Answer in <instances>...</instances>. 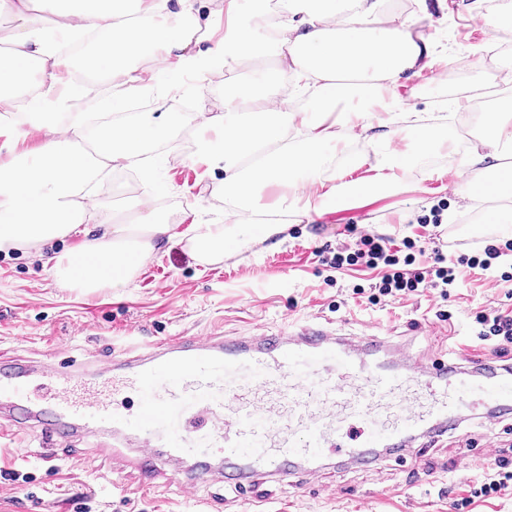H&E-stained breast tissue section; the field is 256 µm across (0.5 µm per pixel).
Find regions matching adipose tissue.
Masks as SVG:
<instances>
[{"label": "adipose tissue", "mask_w": 512, "mask_h": 512, "mask_svg": "<svg viewBox=\"0 0 512 512\" xmlns=\"http://www.w3.org/2000/svg\"><path fill=\"white\" fill-rule=\"evenodd\" d=\"M206 0H0V12L19 25L9 49L0 50V105L22 112L23 124L0 121V249L40 248L54 239L73 238L68 253L42 254L41 260L74 288H122L141 266L177 236L188 238L200 261L222 256L229 241L220 224H193L184 232L156 217L152 196L133 200L135 224L117 223L99 205L101 177L115 169L137 168L147 145L166 141L177 127L199 125L198 112L173 117L138 115L135 122L88 117L78 109L91 91L84 73L112 65L113 98L120 110L153 86L176 88L174 73L198 74L213 68L233 70L256 54L257 33L276 31L279 70L294 85L283 92L271 76L243 85L224 82V113L201 138L198 160L215 171L210 188L223 196L230 216L283 212L296 222L339 209L358 196L400 190L408 160L394 147L404 118L401 82L429 67L433 51L417 31L420 16L394 24L381 21L383 0H309V7L275 16L252 9L236 16L224 37L201 45ZM59 16L47 25V15ZM149 54L155 66L141 73L134 61ZM311 94V107L288 110L287 95ZM486 135L459 165L458 196L482 198L512 187V113L493 111L484 118ZM43 138L33 149L20 148L23 126ZM362 137L363 153L335 167L342 132ZM91 142L86 154L77 137ZM367 168L360 184L347 171ZM286 194L267 202L268 187Z\"/></svg>", "instance_id": "1"}]
</instances>
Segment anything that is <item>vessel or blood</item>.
<instances>
[{"label":"vessel or blood","mask_w":512,"mask_h":512,"mask_svg":"<svg viewBox=\"0 0 512 512\" xmlns=\"http://www.w3.org/2000/svg\"><path fill=\"white\" fill-rule=\"evenodd\" d=\"M144 401L129 411L124 394ZM0 447L13 423L35 424L48 444L112 428L137 442L149 479L164 459L221 462L225 484L283 483L343 456L375 470L383 453L454 429L460 409L487 421L512 410V365L466 348L453 361L419 360L371 327L343 333L317 323L237 336H169L136 353L72 367L0 357Z\"/></svg>","instance_id":"1"}]
</instances>
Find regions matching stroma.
<instances>
[{
    "instance_id": "stroma-1",
    "label": "stroma",
    "mask_w": 512,
    "mask_h": 512,
    "mask_svg": "<svg viewBox=\"0 0 512 512\" xmlns=\"http://www.w3.org/2000/svg\"><path fill=\"white\" fill-rule=\"evenodd\" d=\"M453 3L448 10L440 0L385 3L388 21L427 10L431 19L421 23L420 32L432 35L436 61L452 60L438 81L423 72L399 89L409 111L444 114L439 130L447 139L445 147L427 154L414 153L413 137L398 140L397 150L412 155L400 192L372 195L309 223H292L279 212L247 211L232 221L223 197L212 194L202 179L204 167L195 159L199 131L193 126L176 130L168 142L147 147L148 166L137 175L134 196L153 195L160 220L169 224H223L236 238L255 224H284L287 240L254 243L211 263L199 261L188 241L171 243L144 264L128 287L93 292L59 281L35 250H1L0 354L40 361L55 348L60 358L82 362L167 336H232L256 327L277 332L314 321L354 334L376 325L407 342L415 356L454 358L461 343L474 342V315L495 301L512 258L501 257L489 270L465 275L450 302L426 293L372 306L352 289L378 282L377 271L352 267L337 272L330 284L317 256L318 250L353 244L359 231L397 246L410 238L428 247L441 236L465 249L497 236L490 217L512 207V197L466 204L451 188L457 178L454 162L468 150L461 131L476 118L474 111H455L452 102L460 96L496 97L500 109L512 108V62L502 56L512 28L492 32L482 21L512 0ZM487 72L498 74L497 85L484 82ZM225 76L217 69L185 81L165 97L163 111L223 112ZM439 204L445 207L441 226L418 224V217ZM111 441L107 433L48 447L40 430L19 426V450L11 463L0 464V512H76L73 501L83 495L88 512H254L260 502L267 512H456V500L469 496L493 464L487 443L512 460V416L491 429L483 419L469 418L437 441L381 458L372 472L335 459L316 476L290 486L258 481L239 488L189 471L185 477L194 486L189 494L163 479L141 493L133 443L114 454L102 452ZM11 468L30 474L31 482L2 479Z\"/></svg>"
}]
</instances>
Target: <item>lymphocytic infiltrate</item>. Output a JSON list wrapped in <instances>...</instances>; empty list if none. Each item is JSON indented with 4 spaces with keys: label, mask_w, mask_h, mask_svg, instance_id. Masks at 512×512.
I'll return each instance as SVG.
<instances>
[{
    "label": "lymphocytic infiltrate",
    "mask_w": 512,
    "mask_h": 512,
    "mask_svg": "<svg viewBox=\"0 0 512 512\" xmlns=\"http://www.w3.org/2000/svg\"><path fill=\"white\" fill-rule=\"evenodd\" d=\"M512 252V240L504 244H487L470 255H462L457 260H449L442 247L426 250L415 241L405 240L402 248H393L385 238L371 234H361L355 250L336 249L323 257L322 263L333 269L346 265L361 264L370 268H382L384 274L371 289L354 287L353 292L365 296L369 304H378L381 298L407 296L429 291L440 298H449L458 288L465 271L487 270L494 260L506 252Z\"/></svg>",
    "instance_id": "lymphocytic-infiltrate-1"
}]
</instances>
